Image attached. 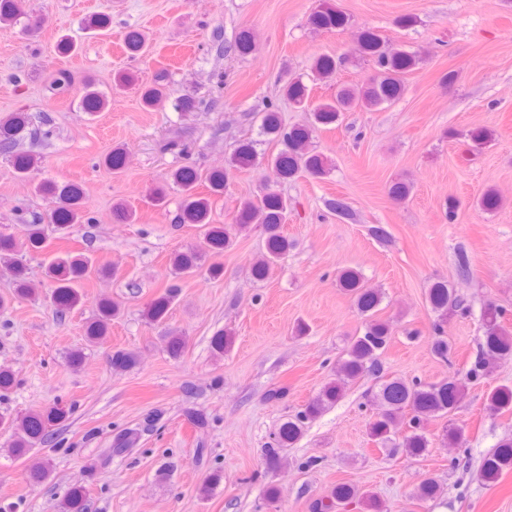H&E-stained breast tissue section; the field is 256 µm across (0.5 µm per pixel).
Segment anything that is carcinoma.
I'll list each match as a JSON object with an SVG mask.
<instances>
[{
  "mask_svg": "<svg viewBox=\"0 0 512 512\" xmlns=\"http://www.w3.org/2000/svg\"><path fill=\"white\" fill-rule=\"evenodd\" d=\"M24 15L22 0H0V24H11ZM311 23L318 29L344 28L349 19L340 11L326 7L315 12ZM358 50L364 60L373 66V72L359 84H342L327 100L310 104L312 88L301 80H290L282 86V92L296 107L311 113V123L288 128L283 125L277 105H268L261 115L262 132L271 140L278 141L283 148L271 158L269 166L276 180L284 181L299 172L313 178L328 173L329 164L322 155L312 152L309 143L313 133L320 128L337 126L346 112L356 108L372 110L398 100L404 92L403 77L420 63V56L405 49L390 47L374 29L364 27L356 32ZM343 60L329 55L315 59L312 67L314 81L323 82L333 75ZM167 94V85L156 81L141 94L143 105L152 108L159 105ZM106 99L100 92L86 85L81 96L82 110L90 114L100 112ZM28 135L33 140H44L50 131L29 127L28 117L23 112H12L0 118V153L10 157L16 174L25 176L34 163L28 153L16 152L18 138ZM465 138L475 145H484L494 139L493 130L480 126L468 130ZM258 152L253 141H244L237 147L230 166L247 169L256 165ZM169 178L182 192L181 224H197L202 230L204 243L214 254L222 253L231 246L233 234L252 224L262 226L266 235V252L251 266V276L263 280L269 275L274 262L292 247V241L284 231L288 219V199L275 189L268 190L259 200L246 199L241 203L232 224H215L211 219L212 202L209 197L197 192L200 177L189 165L173 170ZM411 192L410 183L399 180L388 187V195L397 202L407 200ZM82 192L76 186H66L58 193L60 206L43 218L36 216L23 225L21 237L0 234V263L9 266L14 277L11 294H0V309L9 306L13 299L24 297L33 291L27 276V268L15 258L18 248L27 246L41 248L45 242L44 223L66 230L76 224H91L94 218L81 203ZM90 259L79 253H66L51 258L44 264L45 277L54 284L51 294L53 303L60 312L70 311L82 303L80 281L85 276ZM173 273L194 274L202 268L200 255L195 251L176 252L172 260ZM341 288L353 298L357 312L364 319V332L350 340L347 358L336 367L335 377L327 381L318 394L311 398L297 413L281 424L272 441L265 448V460L275 465L281 462L283 449L297 442L303 435L305 425L317 418L338 402L347 385L370 374L379 381L378 390L372 393L378 411L368 423V436L381 448L396 445V428L404 424L407 433L400 447L412 457L425 455L431 446L426 431L432 417L449 415L465 397L469 386L490 377L495 367L512 360V321L508 309L494 302L485 304L481 313L483 341L469 364L438 381L389 377L383 371L381 355L387 350L393 335L392 326L378 318L377 312L383 294L365 286L363 275L352 269L338 276ZM179 289L172 284L154 299L146 310V318L156 324L164 322L171 304L178 297ZM427 301L437 315L431 328V352L440 361L452 363L453 349L448 342L446 325L448 317L468 311V305L452 285L446 281H435L428 288ZM120 313L114 302H102L98 316L87 326V341L102 343L106 339L108 325ZM137 355L133 351H117L112 355V367L125 371L134 367ZM487 407L494 413L512 412V386L500 384L487 395ZM71 408L55 405L45 410L30 411L15 417L0 415V429L11 433L8 453L26 463L29 479L34 484L45 482L50 476L47 459L32 457L35 448L50 440V428L69 418ZM163 417L154 410L147 413L135 428H123L112 437L110 456L123 457L135 448L145 433L157 431ZM506 470H512V438L502 439L497 449L487 455L481 464V475L485 482L497 481ZM439 493L437 481L424 477L418 488V497L431 500ZM363 500L371 512H382V504L373 496L360 492L353 484L341 482L334 488L328 501L316 504L317 512H335L339 506L355 499ZM87 493L82 486L74 487L60 505V512H86Z\"/></svg>",
  "mask_w": 512,
  "mask_h": 512,
  "instance_id": "obj_1",
  "label": "carcinoma"
}]
</instances>
